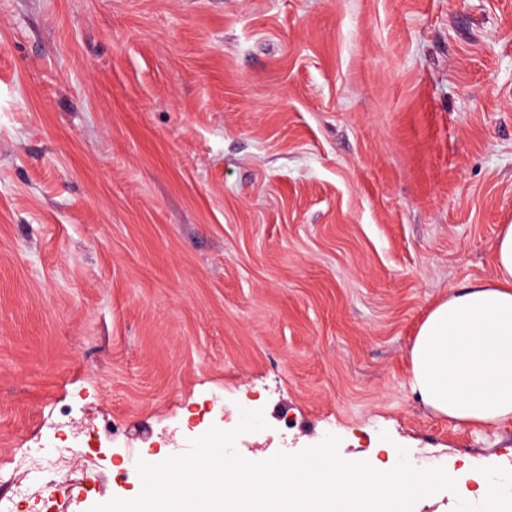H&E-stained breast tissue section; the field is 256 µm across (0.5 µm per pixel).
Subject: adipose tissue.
<instances>
[{
  "label": "adipose tissue",
  "mask_w": 512,
  "mask_h": 512,
  "mask_svg": "<svg viewBox=\"0 0 512 512\" xmlns=\"http://www.w3.org/2000/svg\"><path fill=\"white\" fill-rule=\"evenodd\" d=\"M493 258L495 279L436 304L410 350L412 394L467 425L512 422V224L502 226Z\"/></svg>",
  "instance_id": "obj_1"
}]
</instances>
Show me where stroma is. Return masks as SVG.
<instances>
[{"label": "stroma", "instance_id": "obj_1", "mask_svg": "<svg viewBox=\"0 0 512 512\" xmlns=\"http://www.w3.org/2000/svg\"><path fill=\"white\" fill-rule=\"evenodd\" d=\"M512 224V0H0V497L65 408L96 475L203 429L252 462L512 471L410 391ZM113 460L104 467L103 458Z\"/></svg>", "mask_w": 512, "mask_h": 512}]
</instances>
